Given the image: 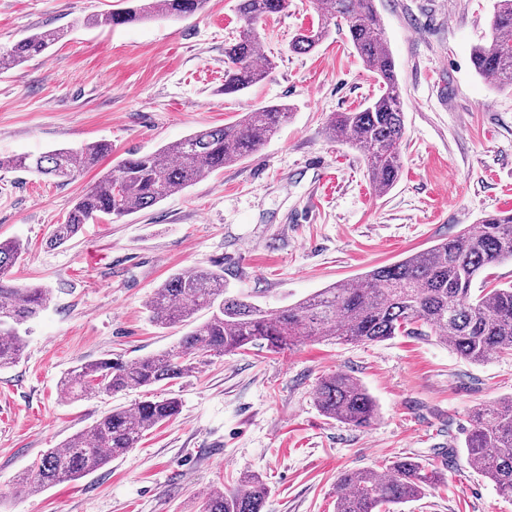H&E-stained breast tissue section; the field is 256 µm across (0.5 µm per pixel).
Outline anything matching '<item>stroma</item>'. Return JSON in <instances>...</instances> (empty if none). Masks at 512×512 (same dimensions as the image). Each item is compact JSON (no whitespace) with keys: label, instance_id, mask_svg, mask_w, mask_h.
Wrapping results in <instances>:
<instances>
[{"label":"stroma","instance_id":"obj_1","mask_svg":"<svg viewBox=\"0 0 512 512\" xmlns=\"http://www.w3.org/2000/svg\"><path fill=\"white\" fill-rule=\"evenodd\" d=\"M493 3L375 0L406 130L399 179L381 196L362 153L325 134L332 113L379 93L346 27H333L312 52L289 49L317 20L311 0H288L260 24L275 64L233 96L224 93V42L241 27L236 0L115 29L86 21L119 0H0V47L36 31L64 32L43 57L0 74V156L112 146L66 184L0 169V237L24 245L12 276L54 295L30 323L19 362L0 371V512H200L204 494L233 487L246 471L268 486L264 512H336L343 472L404 458L446 478L391 512H512V498L474 471L464 451L473 410L512 395V356L475 364L416 336L202 359L196 372L156 388L155 397L179 398L181 411L129 454L35 494L17 485L47 449L149 395L65 401L58 383L82 362L177 348L184 328H159L145 309L171 274L220 267L229 290L280 307L512 210V90L470 64L472 48L489 41ZM278 103L291 116L258 153L152 208L50 244L53 225L128 153ZM332 372L367 388L378 406L371 426L319 410L317 381Z\"/></svg>","mask_w":512,"mask_h":512}]
</instances>
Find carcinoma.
Listing matches in <instances>:
<instances>
[{
	"label": "carcinoma",
	"instance_id": "1",
	"mask_svg": "<svg viewBox=\"0 0 512 512\" xmlns=\"http://www.w3.org/2000/svg\"><path fill=\"white\" fill-rule=\"evenodd\" d=\"M206 2L136 0L87 23L116 28L154 15L187 17L201 11ZM316 6L318 24L297 33L291 50L309 53L329 36L332 25L339 20L346 23L350 41L378 83L380 95L362 109L335 113L326 131L331 139L363 153L370 183L376 193L385 194L401 170L405 125L395 63L375 0H316ZM287 7L288 0H237L236 11L245 29L236 42L224 45V94L251 87L272 67L268 58L256 63L262 51L257 25ZM490 27L491 41L472 49L471 65L496 86L512 88V0H495ZM63 36L45 30L6 50L0 48V73L45 54ZM288 118V108L282 105L260 107L230 126L197 130L151 153H128L77 199L64 223L55 225L51 241L62 245L85 224L106 217L118 220L157 205L257 152ZM109 151L108 144L92 142L76 150L0 157V168L37 172L63 183L80 176ZM23 251L16 239L0 240L1 370L22 357L23 327L52 302L49 288L13 283L10 271ZM507 260L512 261V212L488 215L425 250L277 309L250 295L229 293L222 268L175 273L148 299L152 322L165 328L186 322L201 310L209 311V318L187 332L176 351L77 365L60 382V392L66 399H78L90 391L115 394L147 388L193 372L202 355L223 356L248 346L282 352L329 339L372 344L398 335L433 336L475 363L512 355V286L486 287L488 269ZM316 402L326 417L353 427L369 426L378 414L365 386L340 372L318 380ZM179 408L175 398L114 408L62 446L47 450L19 485L33 493L79 480L127 455L148 432L176 416ZM473 421L465 439L469 464L493 482L500 495L511 498L512 396L477 408ZM443 479V472L415 460L397 461L382 473L348 472L337 484L336 512H382L392 504L416 500L425 487ZM267 495L265 483L245 476L230 490L207 494L202 512H263Z\"/></svg>",
	"mask_w": 512,
	"mask_h": 512
}]
</instances>
